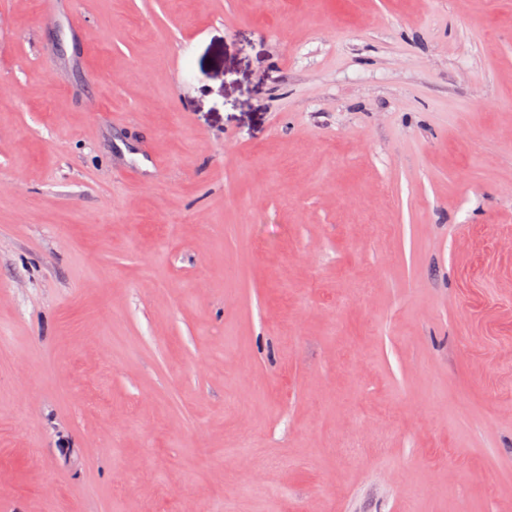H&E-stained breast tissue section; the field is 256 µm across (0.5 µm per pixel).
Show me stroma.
Returning a JSON list of instances; mask_svg holds the SVG:
<instances>
[{"mask_svg": "<svg viewBox=\"0 0 512 512\" xmlns=\"http://www.w3.org/2000/svg\"><path fill=\"white\" fill-rule=\"evenodd\" d=\"M0 0V512H512V0Z\"/></svg>", "mask_w": 512, "mask_h": 512, "instance_id": "obj_1", "label": "stroma"}]
</instances>
